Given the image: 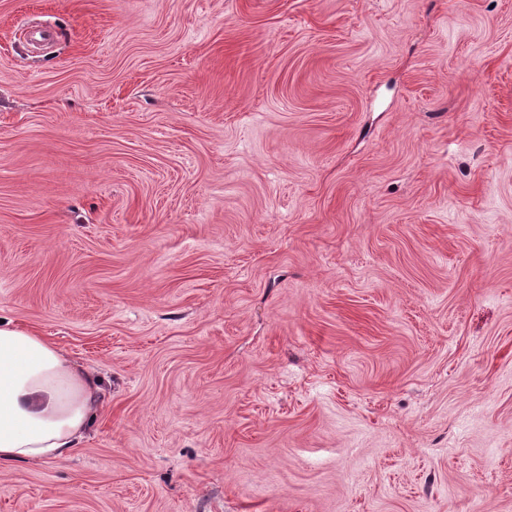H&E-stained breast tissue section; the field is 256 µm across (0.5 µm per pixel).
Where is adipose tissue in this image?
Returning <instances> with one entry per match:
<instances>
[{"mask_svg":"<svg viewBox=\"0 0 512 512\" xmlns=\"http://www.w3.org/2000/svg\"><path fill=\"white\" fill-rule=\"evenodd\" d=\"M100 380L54 344L0 324V468L64 461L96 414Z\"/></svg>","mask_w":512,"mask_h":512,"instance_id":"obj_1","label":"adipose tissue"}]
</instances>
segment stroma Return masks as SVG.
Instances as JSON below:
<instances>
[{"label":"stroma","instance_id":"1","mask_svg":"<svg viewBox=\"0 0 512 512\" xmlns=\"http://www.w3.org/2000/svg\"><path fill=\"white\" fill-rule=\"evenodd\" d=\"M0 319V512H512V0H0ZM100 380L43 336L0 324V468L64 461L96 415Z\"/></svg>","mask_w":512,"mask_h":512}]
</instances>
